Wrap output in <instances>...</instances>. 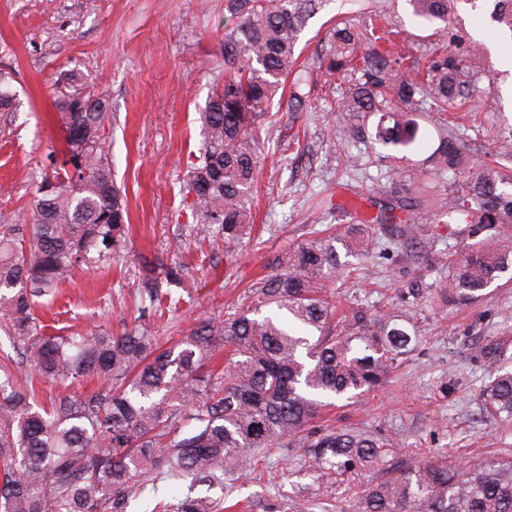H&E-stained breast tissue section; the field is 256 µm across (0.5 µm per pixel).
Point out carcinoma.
<instances>
[{
  "label": "carcinoma",
  "instance_id": "cac0c4a2",
  "mask_svg": "<svg viewBox=\"0 0 512 512\" xmlns=\"http://www.w3.org/2000/svg\"><path fill=\"white\" fill-rule=\"evenodd\" d=\"M406 0L430 31L419 55L390 50L394 32L379 2L361 4L369 24L336 18L320 68L336 96H317L337 115L348 139L338 143L345 172L377 167L369 195L378 214L341 236L311 238L278 253L270 273L248 287L240 309L201 323L169 344L147 327L121 334L47 336L35 309L76 269L111 264L129 240L127 198L112 178L105 149L111 119L106 98L71 71L54 82L65 119L63 159L44 169L32 231L0 226V315L22 344V363L55 381L93 375L107 385L73 393L38 409L12 370L0 367V512H127L135 480L171 479L194 486L255 473L270 452L298 448L317 472H371L375 480L356 512H512V457L452 464L448 458L401 456L381 430L315 425L327 401L353 402L387 384L419 342L397 315L355 307L338 315L331 279L350 274L346 255L374 248L426 247L447 269L435 288L442 308L467 307L512 272V176L499 164L472 166L448 113L474 98L480 65L473 49L447 51L448 19L459 2ZM323 0H231L224 32V85L201 112L202 160L188 193L197 243L230 248L250 235L254 190L262 171L266 116L290 90L295 109L312 96L308 66L296 55L306 18ZM491 19L512 37V0H493ZM15 73L0 69V112L16 107ZM499 158L512 159V126L493 136ZM409 149L423 158L400 171L415 201L400 195L391 170ZM448 225L462 243L445 256L433 250V225ZM179 283L182 269L159 267L143 277L150 304L164 300L156 284ZM224 351V369L211 364ZM487 381L480 408L512 422V340L477 348ZM178 512H219L209 496L187 497Z\"/></svg>",
  "mask_w": 512,
  "mask_h": 512
}]
</instances>
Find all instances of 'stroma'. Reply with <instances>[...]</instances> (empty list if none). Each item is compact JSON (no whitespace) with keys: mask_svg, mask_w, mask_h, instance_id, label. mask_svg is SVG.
I'll list each match as a JSON object with an SVG mask.
<instances>
[{"mask_svg":"<svg viewBox=\"0 0 512 512\" xmlns=\"http://www.w3.org/2000/svg\"><path fill=\"white\" fill-rule=\"evenodd\" d=\"M228 0H0V68L13 70L16 111L0 112V225L30 229L37 186L48 154H61L64 127L53 105V83L76 69L104 95L112 112L105 147L112 173L125 187L131 242L110 266L78 270L54 295L41 298L38 314L49 333L94 330L120 333L147 324L162 338H180L207 319L234 311L245 285L281 250L294 246L346 214L374 213L368 201L376 168L349 180L324 130L334 121L313 100L289 111L273 100L270 145L258 183L255 228L235 246L233 260L217 241L195 245L193 214L185 203L189 174L202 154L199 116L224 82V26ZM451 31L472 41L486 63L469 108L464 134L471 162L484 160L494 131L512 120V42L494 39L484 13L459 4ZM302 131L294 144L291 129ZM180 265L173 288L176 312L158 315L145 299L146 265ZM438 268L397 249L366 256L352 277L330 285L338 309L372 306L405 313L421 342L393 382L362 402L323 410L336 425L381 427L406 455L450 454L458 461L512 453V427L487 421L478 406L485 370L475 356L481 341L512 330V282L492 289L487 301L441 310L421 299L403 301L412 279L439 282ZM360 474L317 476L299 450L271 457L254 478H225L223 486H196L241 512H353L366 484Z\"/></svg>","mask_w":512,"mask_h":512,"instance_id":"stroma-1","label":"stroma"}]
</instances>
